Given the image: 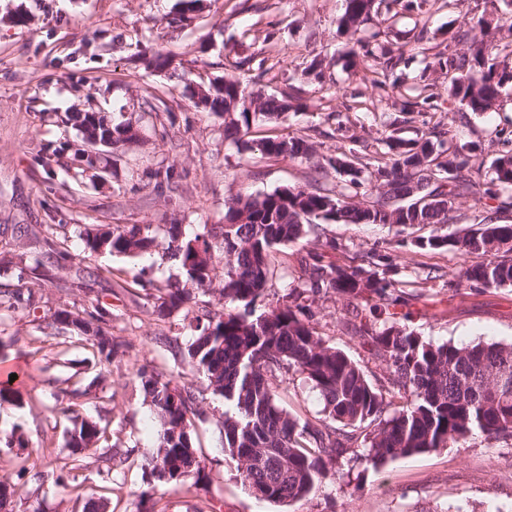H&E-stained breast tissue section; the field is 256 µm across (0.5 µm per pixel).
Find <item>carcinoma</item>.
<instances>
[{"label": "carcinoma", "instance_id": "carcinoma-1", "mask_svg": "<svg viewBox=\"0 0 512 512\" xmlns=\"http://www.w3.org/2000/svg\"><path fill=\"white\" fill-rule=\"evenodd\" d=\"M428 0H346L337 20L343 34H355L371 22L374 31L356 41L349 66L372 60L382 75L409 66L411 58L385 47L387 16L396 6L421 12ZM473 27L459 26L446 51L428 61L417 37L415 55L426 67L448 73V101L463 112L500 109L512 94V64L500 53L512 48V22L478 19ZM465 45L464 51L457 46ZM204 110L224 115V138L242 143L266 159L310 161L314 144L304 136H265L246 140L252 117L278 118L301 102L299 88L288 84L278 95H267L236 80L207 85ZM442 93L418 94L409 111L434 112ZM79 132L75 156L84 169H95L101 155L84 156L88 139L112 138L116 149L128 142L131 122L114 124L100 112L67 116ZM350 158L325 157L310 166L306 185L283 187L262 196L238 197L225 208L224 223L203 227L192 238L181 225L169 224L166 258L175 261L185 286L166 289L160 308L180 309L193 291L218 294L212 309L195 318V340L187 351L188 363L207 378L208 388L224 398V451L237 464L238 475L256 498L284 504L307 497L316 484L334 476L336 459L355 444L368 457L384 464L399 457L423 454L473 434L512 438V345L497 343L456 346L427 342L406 328L413 317L407 282L399 278L396 255L371 251L348 269L326 260V253L297 250L295 260L302 279L267 314L251 317L252 307L265 293L273 276L272 253L279 245L299 244L321 226L336 224H397L420 226L429 234L419 248L454 249L462 255L479 253L483 261L469 265L462 280L471 288L512 286V224L499 215L512 207V124L494 129L498 150L491 161V176L480 182L472 175L471 143L453 144L444 132L413 137L395 128L382 140V158L371 161L349 139ZM335 171L343 184L329 180ZM471 197L484 217L476 232L440 233L454 223L456 199ZM45 251L18 255L17 283L0 289V308L31 309L39 303L37 271L50 260L75 265L76 256L54 248L49 238ZM93 252L152 255L155 235L151 225L106 229L95 237L85 230ZM224 254V266L214 263ZM331 292L349 300L345 325L360 336L369 353L389 366L387 385L377 388L344 353L326 345L313 323L311 304ZM109 310L58 309L46 322L47 335L67 342L85 335L99 367L98 377L110 372L117 345L108 331ZM293 369L303 375L323 401L324 417L316 422L291 416L277 404L286 379L275 371ZM144 395L160 419L159 444L140 460V467L164 486L189 481L199 484L205 474L194 446V420L204 414L203 391L183 381L180 371L168 374L137 370ZM406 398V405L386 415L387 396ZM107 426L83 420L70 432L68 462L62 469L78 470L88 458L101 463L102 493L91 496L82 512H112V471L126 462L108 444Z\"/></svg>", "mask_w": 512, "mask_h": 512}]
</instances>
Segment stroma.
<instances>
[{
	"mask_svg": "<svg viewBox=\"0 0 512 512\" xmlns=\"http://www.w3.org/2000/svg\"><path fill=\"white\" fill-rule=\"evenodd\" d=\"M177 0H0V227L49 224L59 249L79 255L92 273L83 288L65 291L70 267L53 266L42 278V300L30 311L0 309V368L13 372L18 404L0 405V436L23 432L36 448L41 479L20 473L19 448L0 447V480L14 484V512H81V497L101 483L94 460L76 470L80 492L57 482L55 470L69 450L70 417L53 410L59 390H79L78 412L107 422L119 452L131 461L112 473V512H139L140 495L151 479L139 465L156 447L159 423L137 389L136 371H182L186 381L207 393L206 417L194 437L204 466L203 483L169 491L166 512H512V440L475 435L435 451L400 457L376 466L365 457L344 454L335 479L315 487L290 504L256 499L240 481L236 464L222 448L224 400L208 393L206 377L175 361L161 337L186 346L188 324L199 307L214 304L197 294L193 305L172 313L159 310L157 290L180 281L169 260L144 263L140 257L89 252L79 236L87 224L113 227L151 225L159 248H166L164 228L182 225L186 234L224 221L229 199L258 196L307 182L306 164L289 159H262L224 139V118L198 111L183 95L185 80L206 82L221 76L257 84L279 94L287 84L301 87L303 105L280 119L253 126L251 138L267 135L309 136L317 156L339 157L348 141L338 138L328 113L351 120L350 132L368 154L381 148L392 129L407 133L440 126L450 140L476 141L472 163L484 179L496 155L493 130L512 120V99L497 112L461 116L457 105L427 114L404 112L406 101L427 81L445 86L438 71L425 70L414 59L393 84L373 83L371 66L349 70L343 65L352 45L339 34L337 20L344 0H204L198 19L177 26L171 19ZM492 8L495 17L512 19V0H428L419 13H398L388 21V46L411 52L418 33H425L431 53L443 51L448 31L464 16ZM28 16L26 25L12 18ZM169 55L172 69L154 71L146 58ZM249 67H242V60ZM322 60L320 77L308 76L313 60ZM162 96L174 124H163L147 107L150 96ZM94 108L111 119L134 122L139 141L106 153V177L79 172L71 148L74 128L63 125L66 113ZM173 167L182 176L177 189L155 190L150 174ZM73 171L66 186L50 187L47 169ZM419 228L390 224H327L321 236H308L305 248L318 249L333 240L330 259L352 265L356 253L395 248L404 280L422 283L415 302L412 329L436 344H512V287L471 288L460 284L469 263L451 249L426 252L416 247ZM295 246L274 252L275 270L268 290L254 305L260 315L275 308L296 286L301 270ZM440 278L423 280L430 268ZM99 301L112 313L109 331L118 344L112 371L104 382L97 373L88 342L79 337L57 343L40 327L60 308L77 311ZM345 296L330 293L312 305L313 321L327 345L345 352L374 386L385 382L388 368L373 358L360 336L347 330ZM279 389L282 407L300 420L316 421L322 404L318 393L295 372Z\"/></svg>",
	"mask_w": 512,
	"mask_h": 512,
	"instance_id": "35a3bbf8",
	"label": "stroma"
}]
</instances>
